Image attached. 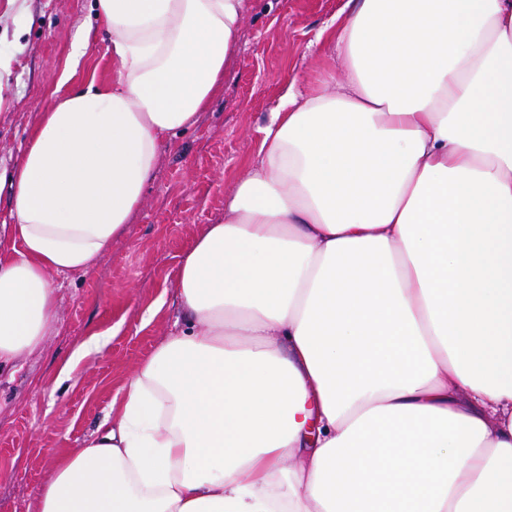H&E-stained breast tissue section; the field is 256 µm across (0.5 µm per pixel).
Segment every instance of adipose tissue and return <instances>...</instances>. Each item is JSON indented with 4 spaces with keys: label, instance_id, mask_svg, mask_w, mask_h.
<instances>
[{
    "label": "adipose tissue",
    "instance_id": "obj_1",
    "mask_svg": "<svg viewBox=\"0 0 512 512\" xmlns=\"http://www.w3.org/2000/svg\"><path fill=\"white\" fill-rule=\"evenodd\" d=\"M0 234V370L58 320L221 90L250 0H93ZM177 275L157 346L38 512H512V0H347Z\"/></svg>",
    "mask_w": 512,
    "mask_h": 512
}]
</instances>
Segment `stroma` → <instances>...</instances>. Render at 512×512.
<instances>
[{"label": "stroma", "mask_w": 512, "mask_h": 512, "mask_svg": "<svg viewBox=\"0 0 512 512\" xmlns=\"http://www.w3.org/2000/svg\"><path fill=\"white\" fill-rule=\"evenodd\" d=\"M345 0H252L224 87L196 123L163 145L141 211L85 275H61L59 321L21 369L0 372V512H36L53 453L80 447L113 398L180 316L177 272L204 225L259 158L287 90L342 71L320 33ZM91 0H0V225L12 223L10 177L40 115L88 82L111 83L109 36L87 28ZM98 349L74 361L77 347ZM69 379H62L64 368Z\"/></svg>", "instance_id": "35a3bbf8"}]
</instances>
